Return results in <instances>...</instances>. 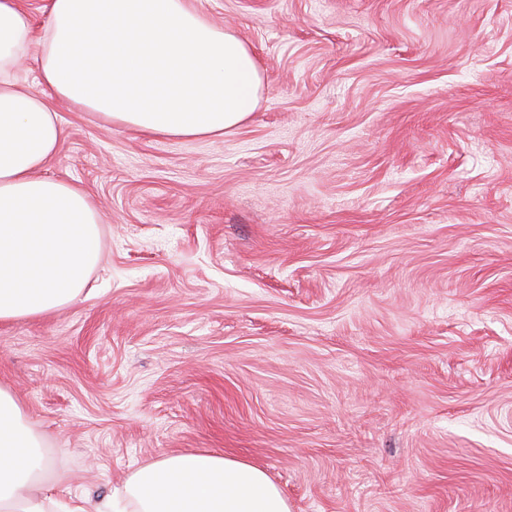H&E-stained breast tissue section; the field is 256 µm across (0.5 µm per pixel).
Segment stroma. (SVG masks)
<instances>
[{
	"mask_svg": "<svg viewBox=\"0 0 512 512\" xmlns=\"http://www.w3.org/2000/svg\"><path fill=\"white\" fill-rule=\"evenodd\" d=\"M265 85L221 136L53 101L104 224L0 323V387L88 512L210 450L291 512H512V0H193Z\"/></svg>",
	"mask_w": 512,
	"mask_h": 512,
	"instance_id": "1",
	"label": "stroma"
}]
</instances>
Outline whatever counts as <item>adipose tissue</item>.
Listing matches in <instances>:
<instances>
[{"label": "adipose tissue", "instance_id": "ef3b65f1", "mask_svg": "<svg viewBox=\"0 0 512 512\" xmlns=\"http://www.w3.org/2000/svg\"><path fill=\"white\" fill-rule=\"evenodd\" d=\"M35 32L0 0V322L65 307L97 265L102 215L79 185L45 176L63 135L52 99L142 134L218 136L255 111L263 71L249 45L190 0H48ZM36 55L41 92L16 69ZM16 397L0 387V512H86L45 494L52 469ZM131 512H290L266 473L219 451L165 454L123 485Z\"/></svg>", "mask_w": 512, "mask_h": 512}]
</instances>
